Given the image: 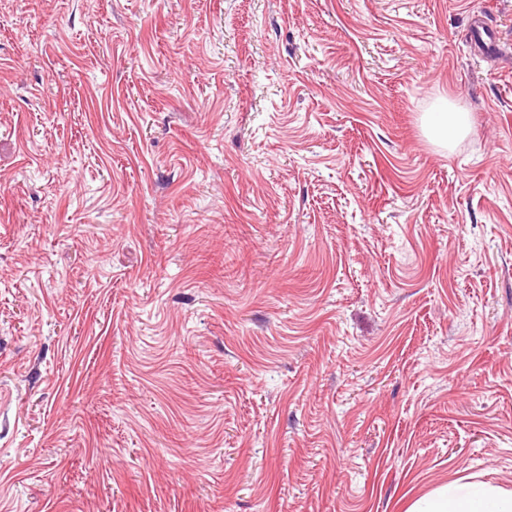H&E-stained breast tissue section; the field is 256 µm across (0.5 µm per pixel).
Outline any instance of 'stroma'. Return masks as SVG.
Here are the masks:
<instances>
[{"mask_svg":"<svg viewBox=\"0 0 512 512\" xmlns=\"http://www.w3.org/2000/svg\"><path fill=\"white\" fill-rule=\"evenodd\" d=\"M483 482L512 490V0H0V512ZM470 127L469 113L448 100L436 106V112H427L423 117V130L434 144L449 148L463 137Z\"/></svg>","mask_w":512,"mask_h":512,"instance_id":"obj_1","label":"stroma"}]
</instances>
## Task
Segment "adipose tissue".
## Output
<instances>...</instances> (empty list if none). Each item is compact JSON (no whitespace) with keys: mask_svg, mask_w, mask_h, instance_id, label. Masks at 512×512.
Segmentation results:
<instances>
[{"mask_svg":"<svg viewBox=\"0 0 512 512\" xmlns=\"http://www.w3.org/2000/svg\"><path fill=\"white\" fill-rule=\"evenodd\" d=\"M469 127L468 112L445 100L423 117L427 138L445 148L463 137ZM407 512H512V491L488 483L446 486L416 498Z\"/></svg>","mask_w":512,"mask_h":512,"instance_id":"adipose-tissue-1","label":"adipose tissue"}]
</instances>
